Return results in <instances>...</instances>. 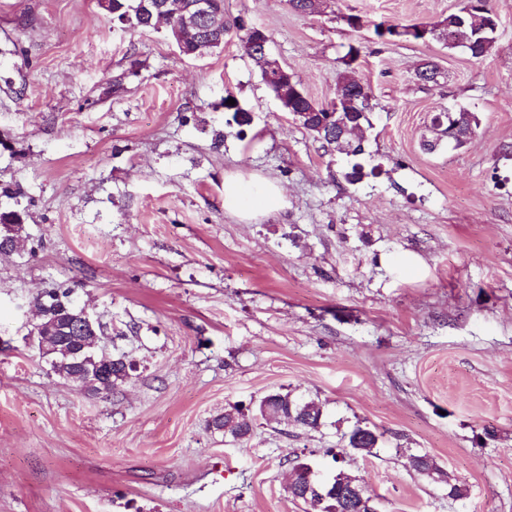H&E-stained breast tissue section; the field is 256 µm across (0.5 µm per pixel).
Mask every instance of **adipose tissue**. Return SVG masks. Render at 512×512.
Returning a JSON list of instances; mask_svg holds the SVG:
<instances>
[{
	"mask_svg": "<svg viewBox=\"0 0 512 512\" xmlns=\"http://www.w3.org/2000/svg\"><path fill=\"white\" fill-rule=\"evenodd\" d=\"M286 205L282 187L272 179L240 174L224 177V211L240 223H257Z\"/></svg>",
	"mask_w": 512,
	"mask_h": 512,
	"instance_id": "ef3b65f1",
	"label": "adipose tissue"
}]
</instances>
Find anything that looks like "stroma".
I'll list each match as a JSON object with an SVG mask.
<instances>
[{
  "mask_svg": "<svg viewBox=\"0 0 512 512\" xmlns=\"http://www.w3.org/2000/svg\"><path fill=\"white\" fill-rule=\"evenodd\" d=\"M460 4L224 0L223 50L186 57L97 0H0V212L24 224L0 255V512H305L285 487L299 453L379 512H512V0H490L481 59L374 32ZM247 27L317 102L344 72L369 85L359 180L279 110ZM429 60L435 85L416 78ZM454 107L480 118L458 149L429 129ZM229 172L279 182L286 207L239 223ZM60 284L100 323L98 351L134 366L112 392L32 343V301ZM273 390L319 400L320 428L207 430ZM359 421L383 432L377 456L335 462ZM424 453L466 496L409 468ZM252 44L255 48L257 49H260L262 50V52L265 54L266 57H274L272 55V53L269 51L268 49V43L270 41H272V39L269 40V36L267 35V33L262 30V29H259V28H254L252 30ZM271 38V36H270ZM257 49H253V52L256 54L254 57H250V59L252 60V62L254 63L255 67L258 68L260 74H261V78L264 82V84L266 85L268 91L270 92V94L274 97V96H277V89L275 87H273L266 79V74H265V70L263 69V67L259 64V59H261L262 57V53H260ZM258 58V59H257Z\"/></svg>",
  "mask_w": 512,
  "mask_h": 512,
  "instance_id": "35a3bbf8",
  "label": "stroma"
}]
</instances>
